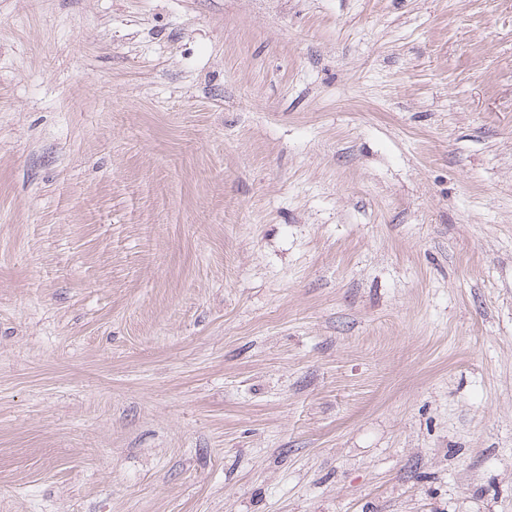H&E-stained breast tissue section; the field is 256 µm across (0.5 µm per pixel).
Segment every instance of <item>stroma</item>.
Wrapping results in <instances>:
<instances>
[{"label":"stroma","instance_id":"obj_1","mask_svg":"<svg viewBox=\"0 0 512 512\" xmlns=\"http://www.w3.org/2000/svg\"><path fill=\"white\" fill-rule=\"evenodd\" d=\"M0 512H512V0H0Z\"/></svg>","mask_w":512,"mask_h":512}]
</instances>
